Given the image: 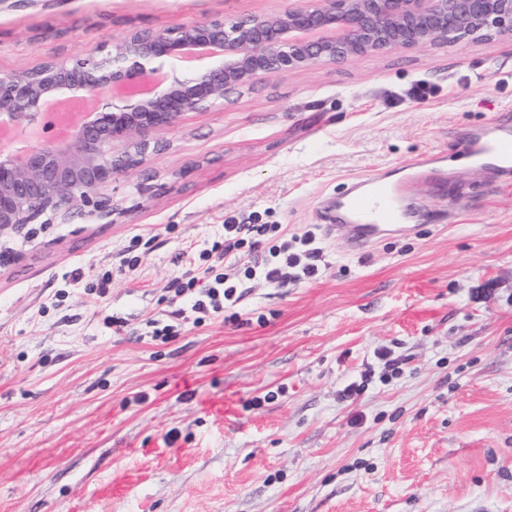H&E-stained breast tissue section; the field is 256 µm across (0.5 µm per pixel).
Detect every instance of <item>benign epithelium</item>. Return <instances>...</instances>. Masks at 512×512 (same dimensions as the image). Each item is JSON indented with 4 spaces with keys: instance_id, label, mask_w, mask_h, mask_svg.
Masks as SVG:
<instances>
[{
    "instance_id": "1",
    "label": "benign epithelium",
    "mask_w": 512,
    "mask_h": 512,
    "mask_svg": "<svg viewBox=\"0 0 512 512\" xmlns=\"http://www.w3.org/2000/svg\"><path fill=\"white\" fill-rule=\"evenodd\" d=\"M274 14L174 28L134 29L111 46L0 76V127L43 120L53 99H94L60 141L0 152V235L27 234L74 213L111 206L119 174L148 172L189 113L232 102L267 75L306 71L376 53L444 48L512 36V0H284Z\"/></svg>"
}]
</instances>
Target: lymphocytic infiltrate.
<instances>
[{
    "instance_id": "f902f5d3",
    "label": "lymphocytic infiltrate",
    "mask_w": 512,
    "mask_h": 512,
    "mask_svg": "<svg viewBox=\"0 0 512 512\" xmlns=\"http://www.w3.org/2000/svg\"><path fill=\"white\" fill-rule=\"evenodd\" d=\"M278 230L275 224L225 225L222 239L201 250L184 271L171 279L169 292L205 318L235 308L241 300L239 284L223 273L224 260L255 250L263 243L268 246V256L262 263L245 267L246 279L283 288L291 281L315 278L323 258L315 232L308 230L285 240L278 237Z\"/></svg>"
}]
</instances>
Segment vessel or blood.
Returning a JSON list of instances; mask_svg holds the SVG:
<instances>
[{
	"instance_id": "obj_1",
	"label": "vessel or blood",
	"mask_w": 512,
	"mask_h": 512,
	"mask_svg": "<svg viewBox=\"0 0 512 512\" xmlns=\"http://www.w3.org/2000/svg\"><path fill=\"white\" fill-rule=\"evenodd\" d=\"M465 153L498 172H512V124L501 118L484 127L465 144ZM340 224H329L327 232L344 228L350 249L370 246L377 238L411 232L398 204V186L382 174L357 181L337 203Z\"/></svg>"
}]
</instances>
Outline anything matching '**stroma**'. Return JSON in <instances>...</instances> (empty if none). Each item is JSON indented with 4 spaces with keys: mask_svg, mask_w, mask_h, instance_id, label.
Returning a JSON list of instances; mask_svg holds the SVG:
<instances>
[{
    "mask_svg": "<svg viewBox=\"0 0 512 512\" xmlns=\"http://www.w3.org/2000/svg\"><path fill=\"white\" fill-rule=\"evenodd\" d=\"M282 5L0 0V76ZM419 83L427 99L409 97ZM233 99L167 131L151 175L117 176L111 214L11 240L0 512H512V180L448 166L512 113V37L318 65ZM404 165L427 171L400 196L412 233L362 253L325 235L347 187ZM228 221L314 230L320 271L243 281L238 319L198 325L168 283ZM105 270L106 293L77 280ZM153 319L175 336L153 340Z\"/></svg>",
    "mask_w": 512,
    "mask_h": 512,
    "instance_id": "1",
    "label": "stroma"
}]
</instances>
